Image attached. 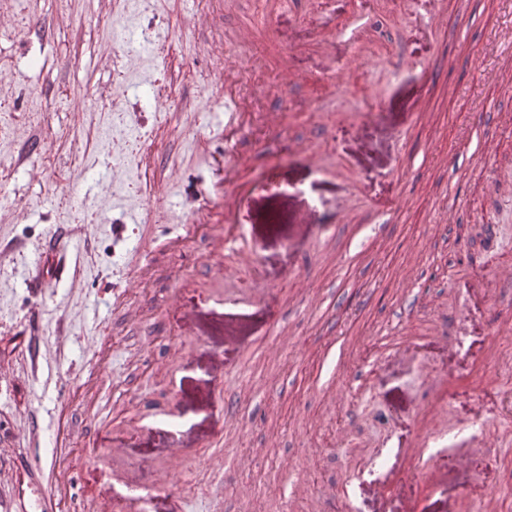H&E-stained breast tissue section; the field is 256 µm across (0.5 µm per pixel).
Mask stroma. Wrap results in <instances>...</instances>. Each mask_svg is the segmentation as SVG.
Masks as SVG:
<instances>
[{"label":"stroma","instance_id":"1","mask_svg":"<svg viewBox=\"0 0 512 512\" xmlns=\"http://www.w3.org/2000/svg\"><path fill=\"white\" fill-rule=\"evenodd\" d=\"M210 2L38 0L0 17V227L19 245L0 263V319L19 323L32 305L36 248L58 225L76 258L41 300L43 368L0 394V415L16 426L38 411L48 452L50 413L106 335L96 416L79 437L105 441L113 473L80 457L71 465L92 512L128 495L135 512H314L331 492L347 512L402 499L412 512H512V412L472 418L483 397L512 399V288L491 285L481 307L458 314L471 281L512 265V74L496 70L512 0H444L437 28L432 0H237L222 57L246 60L233 80L250 115L236 151L251 194L224 255L221 305L203 294L208 243L191 257L156 245L193 218L204 160L224 150L209 137L224 110L220 57L192 23ZM241 25L252 41L235 37ZM395 39L409 68L393 65ZM424 60L433 75L421 83ZM417 85L421 120L405 110ZM171 88L173 105L157 110ZM271 112L287 126L271 127ZM475 119L498 143L489 171L459 142ZM32 141L44 152L15 167L14 150ZM297 144L315 165L294 155ZM384 199L396 208L379 210ZM147 262L161 272L143 286L135 270ZM407 287L424 303L418 314L400 305ZM116 292L131 297L134 320L112 309ZM445 320L451 355L434 343ZM487 325L494 354L471 360ZM441 387V436L408 461L412 482L391 491L396 451ZM178 441L185 455L170 458ZM161 478L177 480V505L158 493Z\"/></svg>","mask_w":512,"mask_h":512}]
</instances>
